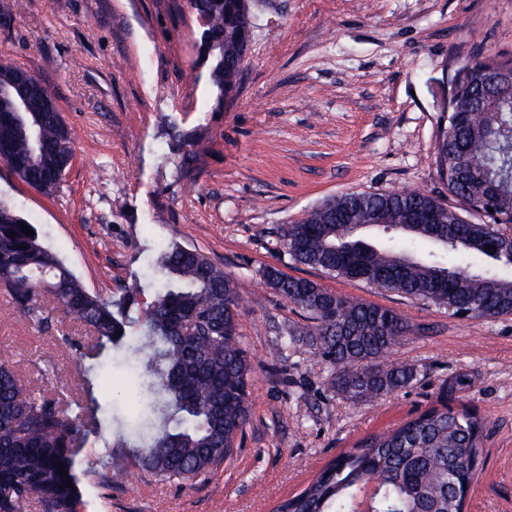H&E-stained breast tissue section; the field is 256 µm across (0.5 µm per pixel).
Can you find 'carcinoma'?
<instances>
[{
  "label": "carcinoma",
  "instance_id": "carcinoma-1",
  "mask_svg": "<svg viewBox=\"0 0 512 512\" xmlns=\"http://www.w3.org/2000/svg\"><path fill=\"white\" fill-rule=\"evenodd\" d=\"M203 20L200 53L208 90L217 102L238 87L254 24L243 18V0H189ZM473 68H512L477 53ZM49 108L38 140L19 132L12 112H0V161L41 191L58 190L72 159V137ZM512 89L466 109L439 126L436 163L448 193L465 205L454 211L420 191L352 192L332 197L305 217L277 228L278 252L294 262L345 280L384 288L452 316L489 320L512 315ZM176 178L195 180L191 136L172 126ZM34 231L30 236L23 226ZM423 243L414 252L386 243L379 232ZM15 236H10V233ZM448 254L484 259L481 268L449 266ZM152 301L134 283L116 297L90 291L42 239L36 225L0 201V286L18 314L52 327L56 307L87 326L92 343L75 354L56 381H82L74 404L27 394L16 371L0 361V512H75L87 478L110 488L136 468L154 477L190 481L228 461L249 419L252 364L238 332L241 297L232 277L203 251L177 242L152 252ZM265 279L285 301L306 314L301 326L278 328L280 352L303 351L328 364V383L360 403L409 386L416 370L390 360L417 328L393 309L291 277L269 266ZM137 328L133 336L130 329ZM135 337L134 365L143 391L157 395L133 418L146 431L140 445L113 442L109 459L93 463L86 448L102 425L103 403L95 393L104 353ZM486 422L471 405L438 404L397 427L369 435L322 469L275 512H356V496L375 486L372 512H464L479 471ZM63 466L67 475L59 474Z\"/></svg>",
  "mask_w": 512,
  "mask_h": 512
}]
</instances>
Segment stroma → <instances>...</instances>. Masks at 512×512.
<instances>
[{
	"instance_id": "1",
	"label": "stroma",
	"mask_w": 512,
	"mask_h": 512,
	"mask_svg": "<svg viewBox=\"0 0 512 512\" xmlns=\"http://www.w3.org/2000/svg\"><path fill=\"white\" fill-rule=\"evenodd\" d=\"M237 91L216 103L198 63L201 21L189 0H0V64L31 72L72 133L74 160L53 194L0 162V200L101 296L147 276L158 243L197 247L242 299L238 332L253 365L250 418L233 458L189 482L130 470L113 489L84 487L75 512H272L361 438L435 404L471 374L486 419L484 476L467 512H512V315L472 321L395 293L325 275L276 251L274 228L352 191L419 190L447 200L436 133L463 67L481 49L512 59V0H256ZM194 133L195 183L174 180L165 117ZM395 309L418 325L392 354L414 366L406 388L356 404L307 353L275 348L303 314L264 281L267 266ZM43 331L0 289V360L34 393L75 398L52 371L74 354L56 314ZM128 350L114 352L104 404L129 418Z\"/></svg>"
}]
</instances>
